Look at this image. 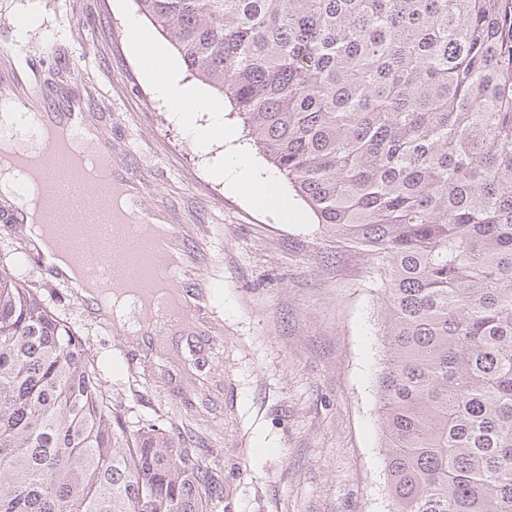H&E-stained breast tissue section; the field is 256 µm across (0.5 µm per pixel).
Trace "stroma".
<instances>
[{"instance_id": "stroma-1", "label": "stroma", "mask_w": 512, "mask_h": 512, "mask_svg": "<svg viewBox=\"0 0 512 512\" xmlns=\"http://www.w3.org/2000/svg\"><path fill=\"white\" fill-rule=\"evenodd\" d=\"M137 10L135 0H0V71L83 101L117 159L145 170L138 205L159 208L187 246L172 288L205 293V308L134 343L55 281L1 209L0 254L71 322L118 413L202 438L200 456L224 481L214 512H390L377 265L317 217L282 223L212 178L224 148L199 154L155 97L130 50L125 16ZM101 98L111 111H97Z\"/></svg>"}]
</instances>
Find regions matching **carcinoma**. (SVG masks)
<instances>
[{
    "label": "carcinoma",
    "instance_id": "1",
    "mask_svg": "<svg viewBox=\"0 0 512 512\" xmlns=\"http://www.w3.org/2000/svg\"><path fill=\"white\" fill-rule=\"evenodd\" d=\"M339 242L380 265L392 512H512V0H135ZM0 267V512H213Z\"/></svg>",
    "mask_w": 512,
    "mask_h": 512
}]
</instances>
